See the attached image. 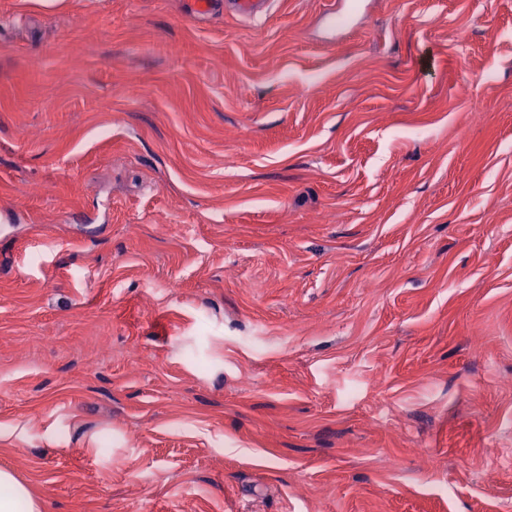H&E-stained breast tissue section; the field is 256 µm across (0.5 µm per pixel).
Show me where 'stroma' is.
I'll use <instances>...</instances> for the list:
<instances>
[{
  "mask_svg": "<svg viewBox=\"0 0 512 512\" xmlns=\"http://www.w3.org/2000/svg\"><path fill=\"white\" fill-rule=\"evenodd\" d=\"M358 4L0 0L40 512H512V0ZM271 3V0H228L226 2L235 14L249 20L263 17V11Z\"/></svg>",
  "mask_w": 512,
  "mask_h": 512,
  "instance_id": "1",
  "label": "stroma"
}]
</instances>
